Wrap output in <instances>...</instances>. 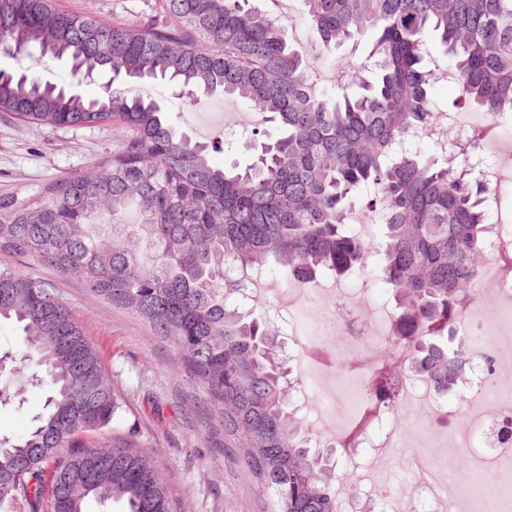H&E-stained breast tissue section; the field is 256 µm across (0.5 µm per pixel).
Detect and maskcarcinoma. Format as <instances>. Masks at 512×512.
I'll return each instance as SVG.
<instances>
[{
  "label": "carcinoma",
  "instance_id": "carcinoma-1",
  "mask_svg": "<svg viewBox=\"0 0 512 512\" xmlns=\"http://www.w3.org/2000/svg\"><path fill=\"white\" fill-rule=\"evenodd\" d=\"M323 52L371 39V79L355 95L314 82L285 24L250 0H156L132 22L81 16L53 0H0V50L66 60L74 79L110 76L86 98L34 73L0 70V112L35 125L121 130L98 177L74 173L26 202L0 201V256L55 268L145 318L208 397L274 512H338L336 459L311 447L290 403L278 330L234 298L229 265L273 259L303 276L375 257L397 304L394 344L447 390L473 354L444 343L464 318L486 257L483 184L409 143L433 117L425 34L439 40L461 96L512 112V0H301ZM119 78H160L197 108L220 92L269 127L245 166H216L209 145L177 135L154 100L112 91ZM384 220L379 246L352 234L362 195ZM19 327L43 367L45 413L23 437L0 438V508L176 512L153 450L132 432L105 434L125 399L70 309L22 268H0V322Z\"/></svg>",
  "mask_w": 512,
  "mask_h": 512
}]
</instances>
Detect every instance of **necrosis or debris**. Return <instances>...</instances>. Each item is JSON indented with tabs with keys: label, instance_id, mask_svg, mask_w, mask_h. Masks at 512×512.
<instances>
[{
	"label": "necrosis or debris",
	"instance_id": "necrosis-or-debris-1",
	"mask_svg": "<svg viewBox=\"0 0 512 512\" xmlns=\"http://www.w3.org/2000/svg\"><path fill=\"white\" fill-rule=\"evenodd\" d=\"M487 188L486 203L493 214L486 235L489 256L471 290L468 315L458 329L469 350L479 352L468 378L448 391L438 390L427 378L399 369V394L380 420V433L360 441L359 452L349 455L336 483L341 512H402L411 503L415 512H443L450 491L468 487L456 498L458 512H500L512 501V437L503 435L512 424V394L498 386L502 373L512 368V275L500 270L496 253L512 244V212L503 210L502 187L512 182L502 168L489 164L480 170ZM292 290L299 303L288 311L290 356L301 381L293 394L303 418L313 419L323 439L334 441L348 425L361 396L370 390L373 368H347L330 359L325 337H337L346 359L362 357L365 349L386 343L396 328V314L376 310L363 319L346 290L313 288L297 281ZM491 358L493 369L483 360ZM429 402L433 425L427 441L407 437L404 424L421 402ZM396 449L395 462L405 474L404 485L374 480L380 449ZM463 455L466 469L449 472V455Z\"/></svg>",
	"mask_w": 512,
	"mask_h": 512
}]
</instances>
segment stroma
Instances as JSON below:
<instances>
[{
    "instance_id": "stroma-1",
    "label": "stroma",
    "mask_w": 512,
    "mask_h": 512,
    "mask_svg": "<svg viewBox=\"0 0 512 512\" xmlns=\"http://www.w3.org/2000/svg\"><path fill=\"white\" fill-rule=\"evenodd\" d=\"M154 2L55 0L65 11L128 21L148 11ZM301 53L316 58L324 87L338 91L348 87L350 72L368 59L369 43L351 41L328 55L312 39ZM113 87L150 96L168 112L179 132L208 144L223 141V150L211 155L214 164L250 162L244 140L224 134L228 124L254 128L260 123L259 114L243 102L214 95L200 108L190 109L162 81L119 79ZM119 143V130L110 126L35 127L0 115V201L37 197L50 181L75 172L96 173ZM24 269L51 285L82 325L109 371L113 389L126 400L113 431L136 427L174 491L177 512H270L267 493L257 488L242 467V448L225 440L217 414L203 408L202 392L179 369L174 350L145 319L113 306L80 279L61 277L52 268L31 261ZM46 396V386L20 387L19 403L0 406V437L26 435L43 414Z\"/></svg>"
}]
</instances>
